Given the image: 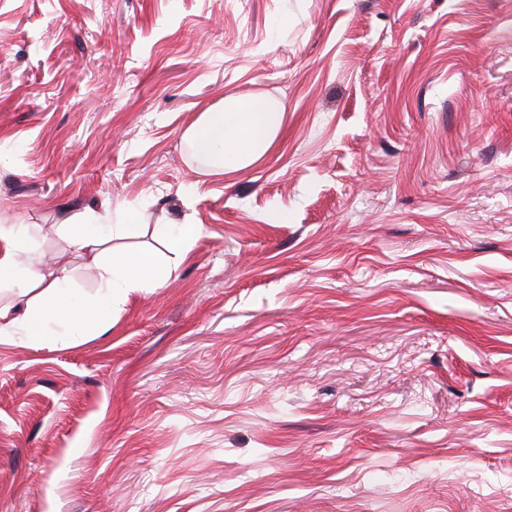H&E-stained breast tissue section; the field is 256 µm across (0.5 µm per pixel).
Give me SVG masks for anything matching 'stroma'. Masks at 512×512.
<instances>
[{
	"label": "stroma",
	"mask_w": 512,
	"mask_h": 512,
	"mask_svg": "<svg viewBox=\"0 0 512 512\" xmlns=\"http://www.w3.org/2000/svg\"><path fill=\"white\" fill-rule=\"evenodd\" d=\"M106 207L203 232L0 343V512H512V0H0V220L90 294L57 226ZM281 105L255 96L245 102L224 99L199 112L184 138L202 156L208 174L242 170L267 153L282 126Z\"/></svg>",
	"instance_id": "35a3bbf8"
}]
</instances>
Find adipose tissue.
<instances>
[{"label": "adipose tissue", "instance_id": "adipose-tissue-1", "mask_svg": "<svg viewBox=\"0 0 512 512\" xmlns=\"http://www.w3.org/2000/svg\"><path fill=\"white\" fill-rule=\"evenodd\" d=\"M282 126L281 106L263 96L247 101L227 99L199 113L184 137L202 156L210 174L251 166L267 153ZM68 249L89 259L100 287L96 294L76 297L67 266L51 275L40 274L22 259L14 224L0 225V288L17 290L22 303L0 302V339L67 336L89 328L105 327L114 309L132 294L156 285L167 273L156 253L117 252L113 239L139 238L145 228L123 209L81 213L66 218Z\"/></svg>", "mask_w": 512, "mask_h": 512}]
</instances>
